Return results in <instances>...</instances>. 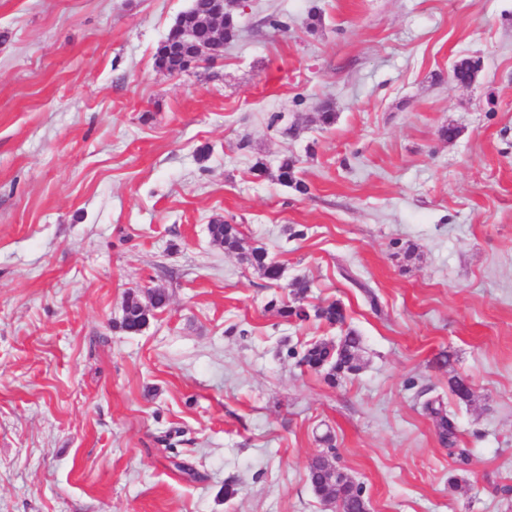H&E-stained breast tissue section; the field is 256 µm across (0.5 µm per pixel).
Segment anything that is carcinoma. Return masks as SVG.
Instances as JSON below:
<instances>
[{"mask_svg":"<svg viewBox=\"0 0 512 512\" xmlns=\"http://www.w3.org/2000/svg\"><path fill=\"white\" fill-rule=\"evenodd\" d=\"M238 6L236 0H224V42L231 43L238 37L239 26L237 18ZM176 36L167 37L161 45L157 57L161 69L169 73L184 71L183 55L175 50ZM478 71L477 64L463 60L453 71V80L460 85L473 82ZM277 181L285 187H291L300 194L308 193L307 184L297 177V160L283 157L277 166ZM212 243L224 247L228 252L241 255L248 264L257 267L263 276L271 282H277L282 276V268L268 256L262 247L245 248L240 225L228 224L216 220L209 224ZM168 293L164 288H152L147 296L138 291L127 293L123 304V318L119 324L120 330L127 334H137L148 324L153 311L166 305ZM269 307L285 321L300 323L313 322L328 326H342L346 315L341 304L336 302L320 303L311 307L297 301H269ZM361 339L354 330L350 329L332 345L325 340H317L305 346L298 361L307 369L324 374L328 384L334 386L360 369L359 355ZM436 415V428L442 443L453 446L456 443V427L448 414L442 409L433 410ZM308 480L315 495L325 501L332 499L336 504V512H365L366 499L363 487L336 469L328 456L319 454L314 457L308 467Z\"/></svg>","mask_w":512,"mask_h":512,"instance_id":"cac0c4a2","label":"carcinoma"}]
</instances>
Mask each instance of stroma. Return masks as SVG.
Wrapping results in <instances>:
<instances>
[{"instance_id": "stroma-1", "label": "stroma", "mask_w": 512, "mask_h": 512, "mask_svg": "<svg viewBox=\"0 0 512 512\" xmlns=\"http://www.w3.org/2000/svg\"><path fill=\"white\" fill-rule=\"evenodd\" d=\"M247 2L223 56L172 75L191 0H0V512H333L325 452L370 512H512V0ZM286 155L308 194L272 179ZM297 279L361 337L336 386L294 356L336 329L268 307ZM175 46L176 35L168 36L157 54L159 67L169 73L184 72L183 55L175 50ZM209 232L213 244L224 247L225 251L237 252L248 264L257 267L269 281L280 280L282 268L268 256L264 248H245L240 225L216 220L209 224ZM147 303L143 301L139 291H129L123 304V318L120 330L127 334H137L148 324L153 311L164 307L168 301V293L164 288H152L147 292ZM308 480L322 501L333 499L338 512H367L363 487L336 469L327 455L314 457L308 467ZM331 503V502H330Z\"/></svg>"}]
</instances>
